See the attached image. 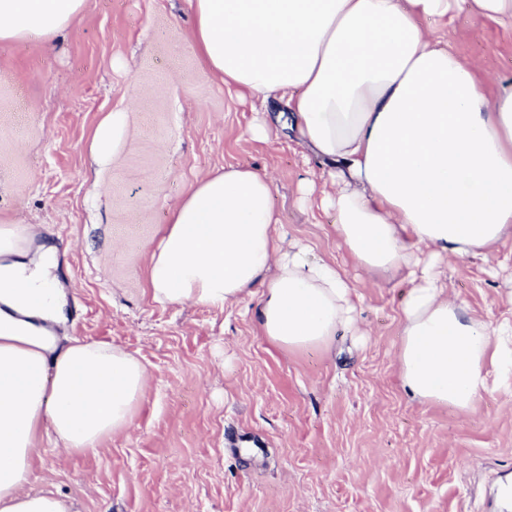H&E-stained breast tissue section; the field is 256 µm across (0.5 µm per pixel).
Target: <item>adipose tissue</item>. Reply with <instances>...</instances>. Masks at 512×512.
<instances>
[{
	"label": "adipose tissue",
	"mask_w": 512,
	"mask_h": 512,
	"mask_svg": "<svg viewBox=\"0 0 512 512\" xmlns=\"http://www.w3.org/2000/svg\"><path fill=\"white\" fill-rule=\"evenodd\" d=\"M453 0H186L205 73L260 107L284 102L300 143L327 161L322 199L365 274L410 280L397 350L421 404L468 412L512 378V322L489 329L441 281L448 258L493 254L512 237V83L436 46L426 18ZM85 0H0V42L67 28ZM272 176L228 166L171 209L147 286L160 305L225 307L254 296L262 336L326 347L357 325L359 296L336 261L284 245ZM57 249L0 226V512H71L25 489L42 441L96 451L132 424L147 366L123 347L54 332L66 291Z\"/></svg>",
	"instance_id": "ef3b65f1"
}]
</instances>
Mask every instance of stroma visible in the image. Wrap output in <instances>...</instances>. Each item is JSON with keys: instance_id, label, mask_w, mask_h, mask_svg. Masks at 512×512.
<instances>
[{"instance_id": "1", "label": "stroma", "mask_w": 512, "mask_h": 512, "mask_svg": "<svg viewBox=\"0 0 512 512\" xmlns=\"http://www.w3.org/2000/svg\"><path fill=\"white\" fill-rule=\"evenodd\" d=\"M184 0H86L45 40L0 42V225L57 248L63 341L124 347L150 382L129 430L96 451L45 445L26 488L73 512H512V385L466 413L404 392L396 353L409 282L377 283L349 260L321 206L323 162L279 132H247L248 102L214 83L190 42ZM441 46L512 82V28L466 0L428 18ZM127 115L113 157L93 134ZM227 166L274 178L290 240L336 260L362 301V335L285 350L258 331L256 298L160 306L145 273L170 209ZM512 253L452 260L448 287L496 327L512 319Z\"/></svg>"}]
</instances>
